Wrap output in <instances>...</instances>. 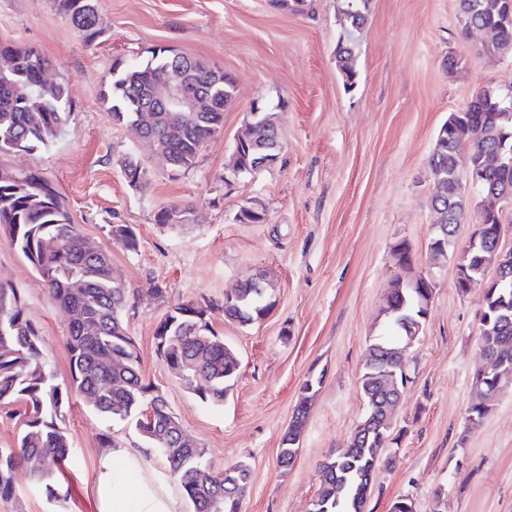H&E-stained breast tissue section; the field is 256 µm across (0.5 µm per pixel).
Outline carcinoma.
I'll return each mask as SVG.
<instances>
[{
	"instance_id": "obj_1",
	"label": "carcinoma",
	"mask_w": 512,
	"mask_h": 512,
	"mask_svg": "<svg viewBox=\"0 0 512 512\" xmlns=\"http://www.w3.org/2000/svg\"><path fill=\"white\" fill-rule=\"evenodd\" d=\"M367 0H342L345 32L336 45V65L344 86H356L358 71L352 53V40L365 24ZM57 8L84 42L92 46L100 34L95 0H57ZM512 8V0H459L462 26L478 25L500 29L501 36L489 43L487 51L503 54L512 51V24L500 25L501 13ZM174 53L166 47L151 51L144 61L115 60L108 70L103 100L109 103L113 121L137 124L144 116L147 96L156 75L172 64ZM192 83L187 90L205 102L200 112H157L148 130L150 139L161 138L171 126L179 127L167 142L171 167L188 170L197 163L203 145L224 128V106L236 96L232 81L210 80L211 64L200 58L181 57ZM52 61L30 47L0 46V155L31 151L44 145L64 128L69 114V90L62 82L46 91L44 76ZM476 98L480 105L466 112H452L440 127L428 158L430 177L437 182L432 195L436 213L431 243L458 237L463 215L475 207L473 200L456 191L460 158L469 160L471 172L478 173L485 195L480 209L486 208V195L498 190L509 174L487 164L502 143L512 144V93L483 89ZM265 122L246 128L251 139L245 165L234 170L249 174L248 168L265 159L279 156L281 139L275 113L264 112ZM123 172L136 181L148 172L141 160L129 157ZM203 215L193 206L173 205L156 215L159 224L200 223ZM9 228L10 244L20 251L36 270L61 308L68 312L66 349L69 356L70 384L57 382L46 360L42 336L28 317L18 291L0 282V405H22V428L15 448L0 449V499L15 493V471L25 464L30 473L45 481L47 497L65 500L68 492L55 487L53 477L62 463L74 459L70 441L60 426L70 407V390L78 392L97 413L131 419L146 444L167 463L191 512H233L232 498L246 487L251 469L245 464L214 471L207 452L196 442L180 435V424L164 396L143 382L136 345L121 320L128 288L113 276L108 252L91 250L72 223L56 191L32 175L0 170V226ZM404 276H396L385 297L380 315L386 325L393 323V308L403 305L402 314L422 323L429 305L422 288L424 277L411 276L412 263L405 261L404 243L395 246ZM456 267L470 271L496 267L498 252L494 242L473 251L455 253ZM270 284L240 289L246 299L224 308V317L257 321L272 307ZM512 293L499 286L484 301L490 324L484 333L490 345L508 344L512 360V322L502 320L512 314ZM208 306L182 302L172 307L159 321L155 338L158 353L184 387L202 400L219 405L234 385L239 370L238 358L224 350L219 336L207 318ZM377 335L367 347L361 388L366 401L383 404L387 380L373 376V365L385 362L388 354ZM201 373L209 384L197 387L194 377ZM307 394L295 409L288 436L296 439L307 418ZM345 456H329L321 463L320 485L315 498L326 512H365L369 476L375 474L377 457L371 442H350Z\"/></svg>"
}]
</instances>
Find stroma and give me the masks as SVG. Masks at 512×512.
Wrapping results in <instances>:
<instances>
[{
  "label": "stroma",
  "instance_id": "obj_1",
  "mask_svg": "<svg viewBox=\"0 0 512 512\" xmlns=\"http://www.w3.org/2000/svg\"><path fill=\"white\" fill-rule=\"evenodd\" d=\"M101 34L87 45L55 0H0V45L38 49L55 81L68 84L70 114L60 135L29 153L0 156V169L48 181L79 232L112 255L129 289L123 311L145 382L165 396L184 432L215 466L247 462L251 480L242 512H307L326 456L348 447L366 412L360 377L379 310L399 268L394 247L407 243L414 274L435 283L419 340L406 355L409 382L395 409L399 438L381 452L365 512H390L400 498L416 512H512V388L475 429L468 428L472 380L483 363L479 292L461 293L451 261L428 245L435 214L427 165L438 129L480 89L512 87V53L487 54L482 34H466L458 0H369L353 42L358 84L347 91L336 66L343 34L341 0H311L302 13L270 0H96ZM165 45L230 73L237 86L224 131L189 170L171 174L134 130L113 123L101 99L115 58L147 59ZM462 67L449 73L448 57ZM276 113L277 163L225 184L235 133L253 107ZM150 170L130 186L124 159ZM266 219L243 224L246 202ZM192 204L200 224L156 223L157 212ZM109 224L136 232V249L112 242ZM260 277L274 305L248 326L224 320L213 329L232 346L240 368L223 404L190 393L156 351L154 333L181 301L224 302L225 290ZM0 281L11 283L43 339L59 382L70 378L64 336L68 317L41 277L0 227ZM320 381L291 466L278 462L300 401L301 385ZM76 456L61 477L70 488L49 501L44 483L18 469L16 493L0 512H112V434L135 460L149 501L189 512L161 457L129 421L106 418L72 394L63 422Z\"/></svg>",
  "mask_w": 512,
  "mask_h": 512
}]
</instances>
